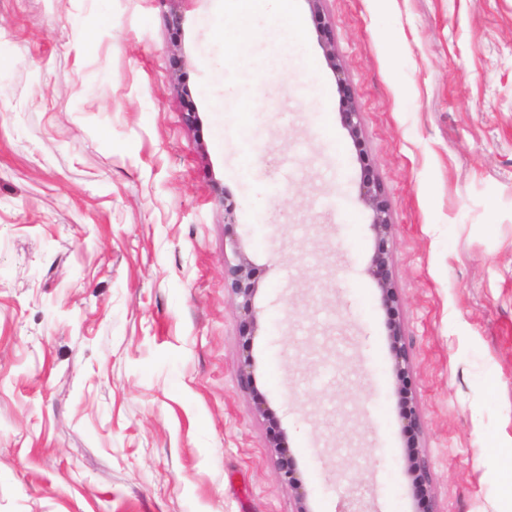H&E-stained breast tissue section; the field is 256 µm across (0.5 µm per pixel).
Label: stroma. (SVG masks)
Here are the masks:
<instances>
[{"mask_svg":"<svg viewBox=\"0 0 512 512\" xmlns=\"http://www.w3.org/2000/svg\"><path fill=\"white\" fill-rule=\"evenodd\" d=\"M295 4L312 72L267 37L225 61L220 0L177 30L158 0H0V512H294L272 419L310 512H419L368 169L435 508L512 512V0H326L357 140ZM360 199L371 212L370 230L376 246L368 269L380 291V301L387 315L389 350L393 368L400 383L399 394L402 399L401 418L403 431L408 434V453L405 468L411 477V489L425 512L434 510L433 485L428 462L421 454L420 434L421 416L417 404L413 401L409 381L413 372L412 354L402 333L399 319V296L393 281L391 250L389 247L394 224L387 200L384 184L378 177L367 171L360 184ZM234 263L226 262L224 266V288H227L237 301L241 312L240 336L250 339L256 329L254 299L258 290L252 277V267L248 258L242 253L237 240L229 239ZM267 439L269 448H272L275 453L276 466L280 477L288 483L295 493L296 510L294 512H309L306 506L305 493L299 479L296 477L295 459L290 448H288L286 437L269 423Z\"/></svg>","mask_w":512,"mask_h":512,"instance_id":"stroma-1","label":"stroma"}]
</instances>
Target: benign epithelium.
I'll return each instance as SVG.
<instances>
[{
  "label": "benign epithelium",
  "mask_w": 512,
  "mask_h": 512,
  "mask_svg": "<svg viewBox=\"0 0 512 512\" xmlns=\"http://www.w3.org/2000/svg\"><path fill=\"white\" fill-rule=\"evenodd\" d=\"M318 36L330 66L336 71L344 99V108L340 112L341 121L351 137L358 140L361 135L360 112L357 105V94L354 87L344 76L343 67L337 62L335 43L336 37L332 25L326 21L320 23ZM360 199L371 212L370 230L374 235L376 246L368 269L380 291V301L387 315L389 350L393 360V368L400 383L399 394L402 399L401 418L403 431L408 434V453L405 468L411 477V489L418 502L423 505V512L434 510L433 485L428 462L421 454L420 434L421 416L417 404L410 396L409 381L413 372L412 354L402 333L399 319V296L393 281L391 250L389 247L394 224L387 200L384 184L379 178L367 172L360 184ZM235 262L224 266V287L237 301L241 312L240 336L249 339L256 329L254 299L258 290L252 277V267L248 258L242 253L237 240L229 239ZM269 447L276 457V466L282 480L295 493V512H309L306 506L305 493L296 477L294 456L288 448L286 437L274 426L267 427Z\"/></svg>",
  "instance_id": "1"
}]
</instances>
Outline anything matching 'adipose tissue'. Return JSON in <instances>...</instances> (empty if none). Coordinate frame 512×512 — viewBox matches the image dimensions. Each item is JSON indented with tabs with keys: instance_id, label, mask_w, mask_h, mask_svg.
I'll use <instances>...</instances> for the list:
<instances>
[{
	"instance_id": "obj_1",
	"label": "adipose tissue",
	"mask_w": 512,
	"mask_h": 512,
	"mask_svg": "<svg viewBox=\"0 0 512 512\" xmlns=\"http://www.w3.org/2000/svg\"><path fill=\"white\" fill-rule=\"evenodd\" d=\"M237 14L239 24L229 31L218 26L213 30L215 41L227 46L245 48L246 41L254 35H265L275 31L284 49L297 55H304L303 43L299 38L300 21L294 11V0H228Z\"/></svg>"
}]
</instances>
